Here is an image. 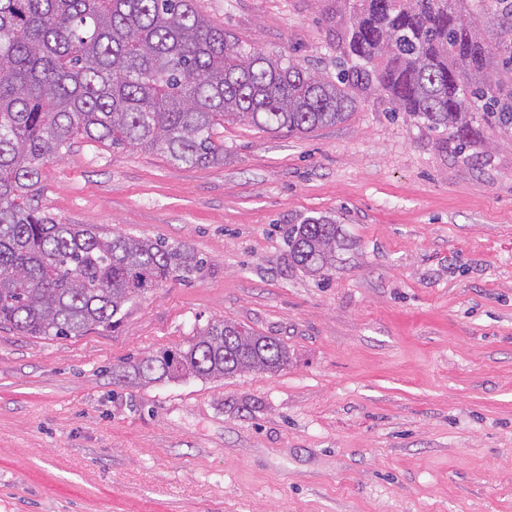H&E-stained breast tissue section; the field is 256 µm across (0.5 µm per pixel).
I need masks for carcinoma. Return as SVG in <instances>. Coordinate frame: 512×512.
I'll list each match as a JSON object with an SVG mask.
<instances>
[{
    "label": "carcinoma",
    "instance_id": "carcinoma-1",
    "mask_svg": "<svg viewBox=\"0 0 512 512\" xmlns=\"http://www.w3.org/2000/svg\"><path fill=\"white\" fill-rule=\"evenodd\" d=\"M347 67L336 78L292 59L243 50L194 0H0V328L68 338L112 324L125 304L205 261L188 245L61 224L33 204L46 161L75 140L144 150L189 167L224 161V121L310 133L342 123L350 90L380 91L394 111L423 121L461 155L485 125L512 129V0L495 5L492 38L467 0H350ZM291 263L312 277L335 268L336 221L309 217L286 230ZM177 361L168 350L122 367L130 383L275 374L289 363L279 340L222 319Z\"/></svg>",
    "mask_w": 512,
    "mask_h": 512
}]
</instances>
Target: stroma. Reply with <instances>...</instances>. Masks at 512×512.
Returning a JSON list of instances; mask_svg holds the SVG:
<instances>
[{
    "instance_id": "1",
    "label": "stroma",
    "mask_w": 512,
    "mask_h": 512,
    "mask_svg": "<svg viewBox=\"0 0 512 512\" xmlns=\"http://www.w3.org/2000/svg\"><path fill=\"white\" fill-rule=\"evenodd\" d=\"M244 47L336 75L348 0H196ZM305 135L218 127L217 166L77 141L37 204L186 244L203 277L67 339L0 328V512H512V133L473 158L355 91ZM336 220L318 280L288 225ZM230 319L285 344L271 375L145 387L112 369Z\"/></svg>"
}]
</instances>
